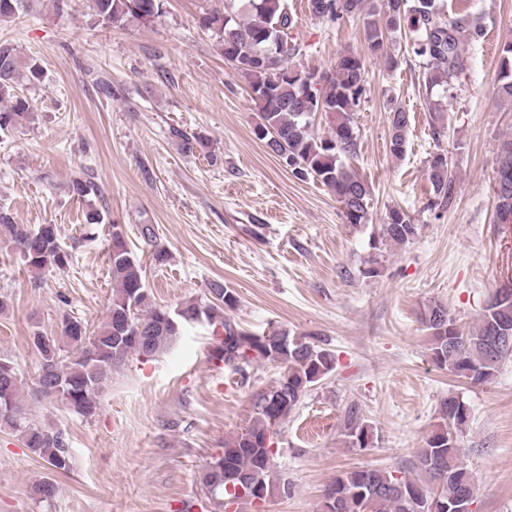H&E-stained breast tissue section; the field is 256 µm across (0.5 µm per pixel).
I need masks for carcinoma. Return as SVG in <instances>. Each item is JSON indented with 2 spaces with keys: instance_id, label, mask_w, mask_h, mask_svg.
Instances as JSON below:
<instances>
[{
  "instance_id": "carcinoma-1",
  "label": "carcinoma",
  "mask_w": 512,
  "mask_h": 512,
  "mask_svg": "<svg viewBox=\"0 0 512 512\" xmlns=\"http://www.w3.org/2000/svg\"><path fill=\"white\" fill-rule=\"evenodd\" d=\"M25 2L0 0V22L15 17ZM235 2L228 0L222 14L203 16L200 25L216 33L224 58L249 80L260 115L255 137L285 162L293 176H311L321 182L335 197L345 223H367L371 186L348 163L359 150L355 115L366 95L362 58L346 53L332 71L320 76L299 71L290 66L299 48L288 42L287 30L293 19L284 0H246L251 16L248 21L241 19ZM327 4L328 11L322 17L358 18L368 55L385 58L390 69L397 65V58L389 53L388 42L404 37L422 64L426 88L440 87L444 93L454 88L465 70L462 44L482 36L477 26L462 20H442L439 0H327ZM93 11L97 20L124 29L132 22L152 20L159 15L161 5L160 0H93ZM41 75L35 60H22L13 45L0 42V133L34 120V105L19 93V86ZM319 84L325 85V91L317 88ZM498 96L512 102V42L502 48ZM317 112L325 114L329 127L320 137L310 132V118ZM408 124L405 110L391 108L389 147L397 158L406 152ZM175 134L185 155L206 147L196 134L178 130ZM496 164V213L501 223L512 224V137L501 142ZM427 176L433 206L449 205L456 180L447 157H433ZM69 192L85 199L97 195L98 187L76 179ZM142 234L153 247L154 265H165L169 253L155 245L153 230L146 225ZM380 235L384 241L403 247L417 238L418 225L405 210L392 207ZM0 244L20 259L36 282L45 272L62 269L72 260V254L60 245L57 225L18 224L2 206ZM107 264L115 288L106 318L97 330L91 332L83 321L65 316L57 334L39 328L32 331L31 346L39 362L34 386L23 380L12 360L0 357V431L20 434L30 453L58 473L70 472L73 455L65 432L28 417L25 398L91 417L99 409V396L113 366L133 354H161L184 327L205 321L221 327L222 340L213 349L214 359L234 369L251 362H273L281 365L283 372L273 385L253 395L249 422L224 440L222 453L207 463L201 491L219 509L242 499L252 503L269 497L280 488L271 442L275 423L285 422L307 391L334 370V353L286 329L274 328L259 335L237 327L224 317V309L236 306V296L218 283L209 288V293L220 300L218 304L187 300L172 312L152 306L142 265L116 224L112 225ZM422 323L428 331L432 362L473 384L491 382L504 362L512 358V343L492 344L495 336H512V290L494 293L472 329L461 328L441 303L424 310ZM438 415L440 423L418 450L408 474L399 477L374 468L343 473L326 492L331 512H448V503L475 497V478L456 436L468 421L469 408L460 396L450 393L441 401ZM343 428L347 447L363 449L373 443L371 426L353 406L346 411ZM56 493L57 486L50 479L37 481L30 488V495L38 502H50Z\"/></svg>"
}]
</instances>
